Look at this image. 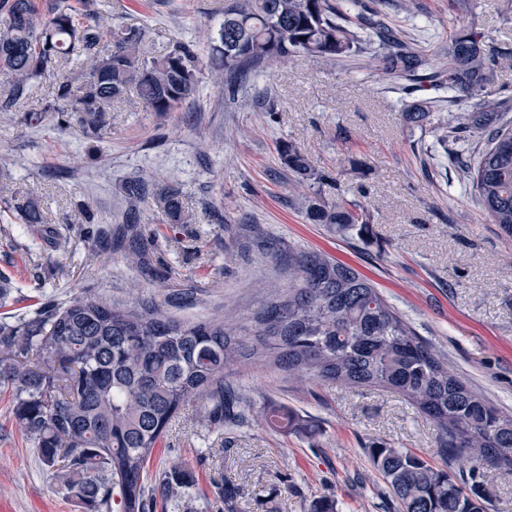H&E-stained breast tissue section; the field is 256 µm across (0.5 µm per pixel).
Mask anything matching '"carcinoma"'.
Wrapping results in <instances>:
<instances>
[{"mask_svg": "<svg viewBox=\"0 0 512 512\" xmlns=\"http://www.w3.org/2000/svg\"><path fill=\"white\" fill-rule=\"evenodd\" d=\"M357 0H228L210 65L228 78H242L296 56L312 62L348 61L368 55L386 82L428 81L454 93L458 111L432 123L433 101L404 105L408 125L433 124L436 144L457 168L459 179L482 204L489 221L512 239V121L505 102L488 88L512 55L488 48L477 29L458 22L448 54L431 70L425 49L388 11L411 13L412 0H372L370 18L353 21ZM105 25L84 24L62 2L49 15L34 0H0V114L13 111L33 81L54 80L45 111L72 117L86 138L110 128L112 104L136 87L150 111H176L196 92L202 63L190 44L175 43L161 57L144 49L145 31L130 26L113 34L112 49L99 45ZM84 59V69L64 74V63ZM485 141L475 163L456 149L460 134ZM280 159L298 185L321 184L324 175L292 143L279 146ZM131 207L151 195L165 224H189L191 216L172 185L152 183L148 174L126 183ZM9 205L27 224H43L38 207L11 197ZM306 219L329 224L336 233L366 242L374 215L367 201L330 202L321 190L302 201ZM124 258L139 267L147 238L131 224ZM291 260L288 287L272 286L254 313L258 343L239 336L231 315L177 322L162 304L147 300L124 307L82 295L16 326L0 324V384L13 388L15 417L42 463L88 512H147L145 471L181 410L199 404L198 423L221 431L237 420L234 398L224 396V372L257 359L301 380L318 379L350 388L397 393L437 428L440 452L470 463L455 480L407 448L373 440L368 460L386 483L399 512H491L476 491L487 469L512 470V416L501 412L450 369L417 336L403 315L367 278L321 252L299 251ZM270 429L298 426L293 413L266 407Z\"/></svg>", "mask_w": 512, "mask_h": 512, "instance_id": "1", "label": "carcinoma"}]
</instances>
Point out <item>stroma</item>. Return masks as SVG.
Returning a JSON list of instances; mask_svg holds the SVG:
<instances>
[{
    "label": "stroma",
    "mask_w": 512,
    "mask_h": 512,
    "mask_svg": "<svg viewBox=\"0 0 512 512\" xmlns=\"http://www.w3.org/2000/svg\"><path fill=\"white\" fill-rule=\"evenodd\" d=\"M78 19L139 26L149 55L177 42L210 51V31L226 0H66ZM391 13L428 47V61L448 52L454 0H414ZM467 19L485 42L512 52V0H473ZM198 92L183 109L159 116L128 90L90 158L77 126L45 111L52 84L41 80L10 117L0 119V198L19 193L37 205L59 242L0 205V322L65 307L77 295L128 307L165 302L180 322L236 311L245 335L262 284H288V254L320 251L375 283L448 364L502 412L512 415V239L489 223L459 181L432 133L408 126L400 87L376 79L365 58L257 71L229 86L203 68ZM301 147L329 179L327 200L366 194L377 207L371 238L337 235L308 223L284 171L279 142ZM362 164L359 174L352 161ZM178 187L189 224H164L150 202L137 222L155 233L146 265L122 257L124 184L141 171ZM258 225L264 244L250 232ZM226 386L243 399L239 421L217 434L198 427L194 409L171 424L147 467L154 512H311L322 498L337 512H397L364 452L371 440L427 456L462 473L437 450L436 431L395 393L301 381L271 364L235 366ZM292 411L303 430L272 431L265 406ZM180 471L177 496L159 497L160 480ZM235 488L225 499L216 481ZM0 500L12 512H85L54 478L15 418V397L0 387Z\"/></svg>",
    "instance_id": "obj_1"
}]
</instances>
